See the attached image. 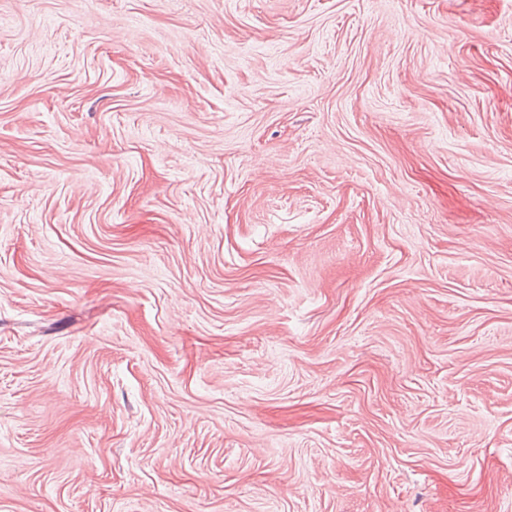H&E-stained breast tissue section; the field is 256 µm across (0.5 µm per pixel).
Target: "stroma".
<instances>
[{"label":"stroma","mask_w":512,"mask_h":512,"mask_svg":"<svg viewBox=\"0 0 512 512\" xmlns=\"http://www.w3.org/2000/svg\"><path fill=\"white\" fill-rule=\"evenodd\" d=\"M0 512H512V0H0Z\"/></svg>","instance_id":"1"}]
</instances>
